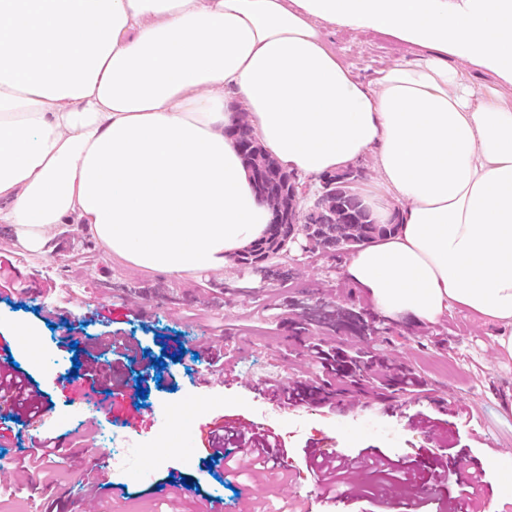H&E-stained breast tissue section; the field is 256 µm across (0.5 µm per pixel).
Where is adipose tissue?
<instances>
[{
  "mask_svg": "<svg viewBox=\"0 0 512 512\" xmlns=\"http://www.w3.org/2000/svg\"><path fill=\"white\" fill-rule=\"evenodd\" d=\"M336 26L427 54L367 85ZM469 65L501 88L474 89ZM242 109L291 171L374 152L364 203L397 228L350 255L353 283L390 318L499 325L512 358V0H0V224L31 251L80 224L142 270H223L271 218Z\"/></svg>",
  "mask_w": 512,
  "mask_h": 512,
  "instance_id": "1",
  "label": "adipose tissue"
}]
</instances>
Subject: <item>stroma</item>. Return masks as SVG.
Segmentation results:
<instances>
[{"label": "stroma", "mask_w": 512, "mask_h": 512, "mask_svg": "<svg viewBox=\"0 0 512 512\" xmlns=\"http://www.w3.org/2000/svg\"><path fill=\"white\" fill-rule=\"evenodd\" d=\"M328 38L367 84L395 60L422 55L372 32L341 28ZM347 258L295 244L268 260L271 276L231 260L220 273L176 276L113 261L88 231L70 225L48 252L33 253L14 246L0 224V260H9L33 288L22 296L0 291V337L41 395L39 415L0 417V451L14 460L21 441L58 436L69 456L68 465L50 459L24 480L0 486V502L21 512L35 503L42 512H77L85 463L74 442L89 431L126 453L107 475L124 485L126 495L102 492L98 512H199L215 499L223 501L224 512H334L311 461L315 448H334L348 458L388 457L408 479L426 485L427 504L419 512H435L439 501L468 505L470 512H512V358L498 354L499 326L461 310L432 325L389 319L347 277ZM294 301L355 308L380 332L365 340L314 326L295 337ZM20 329L33 335L35 346L20 342ZM116 330L148 352L144 359L114 363L140 380L147 399L139 412L133 396L113 393L106 383L99 407H87L84 382L72 374L71 342ZM212 342L223 344L235 362L233 379L221 385L212 384L192 352L195 344ZM313 342L350 353L372 348L387 364L413 368L421 383L388 396L353 394L296 405L258 393L265 381L288 388L320 382ZM150 358L165 362L164 373L147 370ZM189 400L198 403L196 414L180 428L168 427V412ZM221 418L274 434L277 458L264 470L235 461L208 468L211 451L199 433ZM160 435L170 450L143 461L141 449ZM459 456L481 465L484 491L456 487ZM405 490L400 484L382 491L371 476L353 473L345 512H392L390 496Z\"/></svg>", "instance_id": "1"}]
</instances>
